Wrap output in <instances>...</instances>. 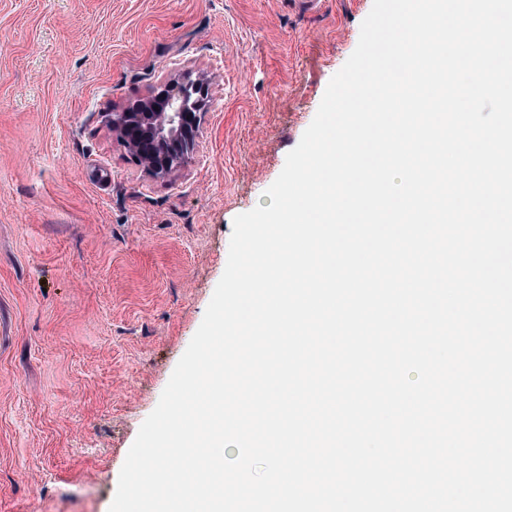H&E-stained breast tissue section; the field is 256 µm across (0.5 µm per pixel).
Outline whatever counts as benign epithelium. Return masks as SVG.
Wrapping results in <instances>:
<instances>
[{"mask_svg": "<svg viewBox=\"0 0 512 512\" xmlns=\"http://www.w3.org/2000/svg\"><path fill=\"white\" fill-rule=\"evenodd\" d=\"M189 75L188 71L171 73L161 81L154 97L104 115L112 136L154 178H169L193 160L204 119L200 107L211 78L196 74L190 87L198 95L191 99L179 83Z\"/></svg>", "mask_w": 512, "mask_h": 512, "instance_id": "benign-epithelium-1", "label": "benign epithelium"}]
</instances>
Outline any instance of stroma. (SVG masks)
<instances>
[{"label":"stroma","instance_id":"1","mask_svg":"<svg viewBox=\"0 0 512 512\" xmlns=\"http://www.w3.org/2000/svg\"><path fill=\"white\" fill-rule=\"evenodd\" d=\"M373 0H0V512H109L266 191ZM207 72L197 158L146 175L103 123Z\"/></svg>","mask_w":512,"mask_h":512}]
</instances>
